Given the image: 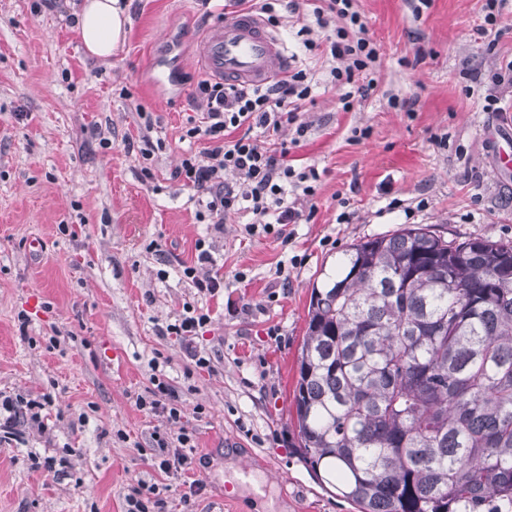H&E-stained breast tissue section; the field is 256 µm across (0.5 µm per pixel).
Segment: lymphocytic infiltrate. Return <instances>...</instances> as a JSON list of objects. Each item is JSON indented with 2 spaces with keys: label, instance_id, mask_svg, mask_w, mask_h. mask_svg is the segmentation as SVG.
<instances>
[{
  "label": "lymphocytic infiltrate",
  "instance_id": "1",
  "mask_svg": "<svg viewBox=\"0 0 512 512\" xmlns=\"http://www.w3.org/2000/svg\"><path fill=\"white\" fill-rule=\"evenodd\" d=\"M297 34L307 50L316 52L319 68L331 83L344 89L343 109L372 90L380 69V56L369 35L365 18L356 0H289ZM321 40H314V33ZM316 69L295 68L262 86L227 85L208 78L198 80L196 96L205 106L202 124L187 129L190 139H205L203 151L185 153L173 173L184 186L194 190L199 222L223 224L226 216L249 214L245 226L248 235L270 231L271 227L297 223L301 196L314 193L319 178L315 168H296L288 161L286 143L272 137L290 128L296 137H304L307 122L301 113L312 91ZM210 321L209 313L184 306L173 323L160 330L161 335L177 337L196 367H208L210 361L196 340ZM148 396L136 399L139 408L165 415L168 421L182 418V399L166 379L152 377ZM163 472L190 469L188 453L193 437L187 431L177 436H154Z\"/></svg>",
  "mask_w": 512,
  "mask_h": 512
}]
</instances>
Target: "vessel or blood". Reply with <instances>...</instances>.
Segmentation results:
<instances>
[{"label":"vessel or blood","instance_id":"1","mask_svg":"<svg viewBox=\"0 0 512 512\" xmlns=\"http://www.w3.org/2000/svg\"><path fill=\"white\" fill-rule=\"evenodd\" d=\"M199 59L212 78L264 84L287 70L290 60L277 34L253 13H228L202 41Z\"/></svg>","mask_w":512,"mask_h":512}]
</instances>
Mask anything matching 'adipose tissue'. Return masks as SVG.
I'll return each instance as SVG.
<instances>
[{
  "label": "adipose tissue",
  "mask_w": 512,
  "mask_h": 512,
  "mask_svg": "<svg viewBox=\"0 0 512 512\" xmlns=\"http://www.w3.org/2000/svg\"><path fill=\"white\" fill-rule=\"evenodd\" d=\"M128 16L120 0H83L77 24L86 52L111 58L126 37Z\"/></svg>",
  "instance_id": "ef3b65f1"
}]
</instances>
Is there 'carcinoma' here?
<instances>
[{"label":"carcinoma","mask_w":512,"mask_h":512,"mask_svg":"<svg viewBox=\"0 0 512 512\" xmlns=\"http://www.w3.org/2000/svg\"><path fill=\"white\" fill-rule=\"evenodd\" d=\"M293 452L359 512L512 505V245L428 225L311 291Z\"/></svg>","instance_id":"cac0c4a2"}]
</instances>
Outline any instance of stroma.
<instances>
[{"label":"stroma","mask_w":512,"mask_h":512,"mask_svg":"<svg viewBox=\"0 0 512 512\" xmlns=\"http://www.w3.org/2000/svg\"><path fill=\"white\" fill-rule=\"evenodd\" d=\"M81 2L0 0V397L51 400L44 429L0 435V512H126L142 480L159 486L162 512H227L228 496L238 512H358L290 449L311 290L352 243L406 226L512 243V174L494 161L512 103L485 101L489 71L512 59V14L489 56L484 0H432L419 14L410 0H357L382 56L378 84L349 112L341 88L313 86L288 159L320 179L282 238L246 235L243 213L218 232L199 223L173 177L206 146L183 133L202 117L198 47L222 0H124L125 43L106 60L83 47ZM145 133L163 144L149 179ZM201 238L224 282L213 295L179 272ZM187 304L211 317L204 369L158 334ZM155 361L184 402L180 424L135 404ZM183 428L192 468L161 472L151 435ZM48 457L54 471L35 467ZM247 460L250 477L226 469Z\"/></svg>","instance_id":"35a3bbf8"}]
</instances>
